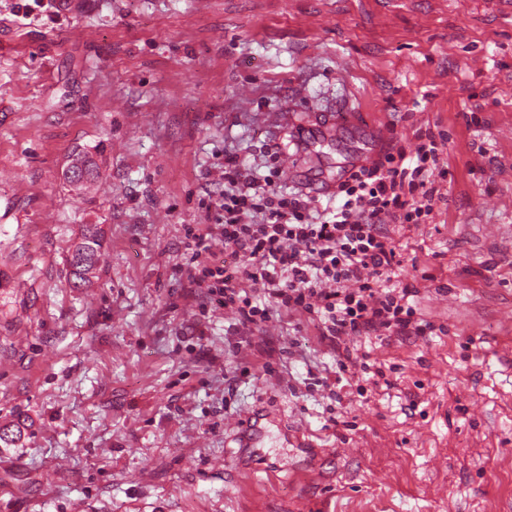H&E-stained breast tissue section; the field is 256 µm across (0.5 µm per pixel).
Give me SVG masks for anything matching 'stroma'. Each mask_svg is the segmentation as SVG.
<instances>
[{
    "label": "stroma",
    "mask_w": 512,
    "mask_h": 512,
    "mask_svg": "<svg viewBox=\"0 0 512 512\" xmlns=\"http://www.w3.org/2000/svg\"><path fill=\"white\" fill-rule=\"evenodd\" d=\"M33 2L0 0V512H512V0ZM440 131L446 200L389 228L432 333L350 339L340 377L306 316L201 310L184 227L225 154L292 137L328 190ZM100 247L101 229L99 225H83L80 237L69 247L66 258L73 288L84 287L95 277Z\"/></svg>",
    "instance_id": "1"
}]
</instances>
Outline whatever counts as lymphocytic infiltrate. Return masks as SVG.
I'll return each instance as SVG.
<instances>
[{"label": "lymphocytic infiltrate", "instance_id": "f902f5d3", "mask_svg": "<svg viewBox=\"0 0 512 512\" xmlns=\"http://www.w3.org/2000/svg\"><path fill=\"white\" fill-rule=\"evenodd\" d=\"M267 154L264 175L233 155L211 169L221 189L214 221L184 228L189 286L244 326L276 310L299 313L335 348L381 331L426 335L431 325L409 305L411 289L389 285L402 261L388 227L428 223L444 201L449 171L435 136L354 168L336 186V207L324 210L308 192L282 189L281 144ZM220 244L228 260L218 259Z\"/></svg>", "mask_w": 512, "mask_h": 512}]
</instances>
